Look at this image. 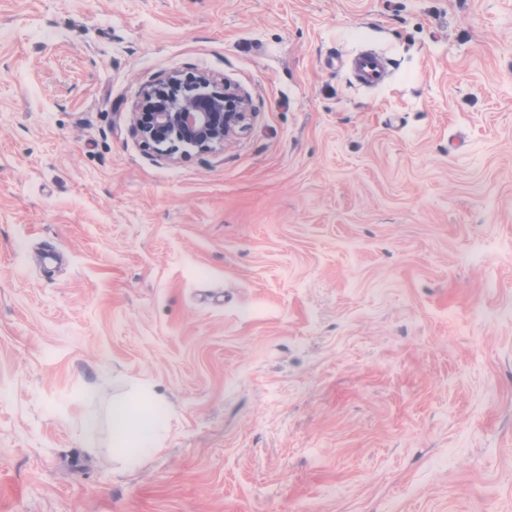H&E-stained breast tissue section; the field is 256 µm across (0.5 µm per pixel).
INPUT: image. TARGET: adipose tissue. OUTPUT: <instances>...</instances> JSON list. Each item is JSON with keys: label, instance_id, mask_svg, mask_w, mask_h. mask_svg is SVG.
<instances>
[{"label": "adipose tissue", "instance_id": "ef3b65f1", "mask_svg": "<svg viewBox=\"0 0 512 512\" xmlns=\"http://www.w3.org/2000/svg\"><path fill=\"white\" fill-rule=\"evenodd\" d=\"M166 419L161 403L147 400L139 406L125 402L112 405L113 443L126 462L136 463L158 449Z\"/></svg>", "mask_w": 512, "mask_h": 512}]
</instances>
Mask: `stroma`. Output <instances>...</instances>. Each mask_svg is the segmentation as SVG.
<instances>
[{
	"label": "stroma",
	"instance_id": "stroma-1",
	"mask_svg": "<svg viewBox=\"0 0 512 512\" xmlns=\"http://www.w3.org/2000/svg\"><path fill=\"white\" fill-rule=\"evenodd\" d=\"M0 512H512V0H0ZM338 64L346 66L353 82L359 87H375L383 84L388 76L386 59L376 53L338 55ZM134 119L142 137L161 153L223 145L248 117L245 99L227 80L200 73L171 75L148 87ZM165 419L162 404L155 400H146L137 407L127 402L113 403L114 447L126 462L136 463L148 452L159 449Z\"/></svg>",
	"mask_w": 512,
	"mask_h": 512
}]
</instances>
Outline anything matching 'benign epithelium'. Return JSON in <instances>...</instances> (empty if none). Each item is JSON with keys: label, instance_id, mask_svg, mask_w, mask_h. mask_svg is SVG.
I'll return each instance as SVG.
<instances>
[{"label": "benign epithelium", "instance_id": "benign-epithelium-1", "mask_svg": "<svg viewBox=\"0 0 512 512\" xmlns=\"http://www.w3.org/2000/svg\"><path fill=\"white\" fill-rule=\"evenodd\" d=\"M134 117L142 137L171 156L181 147L224 144L245 124L248 112L230 82L200 73L171 75L151 85Z\"/></svg>", "mask_w": 512, "mask_h": 512}]
</instances>
